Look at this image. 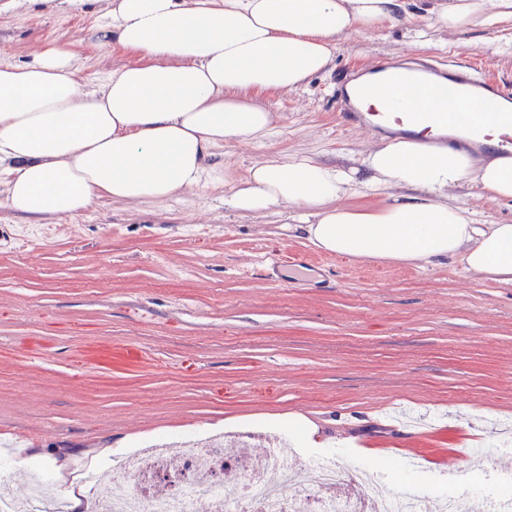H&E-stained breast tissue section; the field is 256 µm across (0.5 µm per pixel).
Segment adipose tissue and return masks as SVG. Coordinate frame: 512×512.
<instances>
[{"label":"adipose tissue","instance_id":"obj_1","mask_svg":"<svg viewBox=\"0 0 512 512\" xmlns=\"http://www.w3.org/2000/svg\"><path fill=\"white\" fill-rule=\"evenodd\" d=\"M106 40L143 56L94 91L75 79L69 43L46 46L31 62L0 63V204L36 219L70 215L95 199L166 201L200 187L224 139L269 136L276 116L253 91H291L323 71L338 36L394 18L405 0H105ZM437 24L492 26L512 0H435ZM370 112H420L402 135L370 151L368 175L309 158L254 164L224 198L240 213L299 209L311 241L343 256L394 262L464 255L479 276L512 280V224H475L443 202L465 181L512 198V158H477L434 144L440 129L422 98L373 94ZM403 186L414 203L360 210L339 206L351 190Z\"/></svg>","mask_w":512,"mask_h":512}]
</instances>
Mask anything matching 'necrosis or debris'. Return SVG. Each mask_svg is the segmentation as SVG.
Wrapping results in <instances>:
<instances>
[{
	"instance_id": "obj_1",
	"label": "necrosis or debris",
	"mask_w": 512,
	"mask_h": 512,
	"mask_svg": "<svg viewBox=\"0 0 512 512\" xmlns=\"http://www.w3.org/2000/svg\"><path fill=\"white\" fill-rule=\"evenodd\" d=\"M228 461L219 446H186L170 455L128 454L112 471L108 499L92 496L84 512H196L200 497L214 499L220 512H352V502L327 496L345 470L335 455L304 463L282 448H270L233 488L224 485ZM280 475L275 485L263 474Z\"/></svg>"
}]
</instances>
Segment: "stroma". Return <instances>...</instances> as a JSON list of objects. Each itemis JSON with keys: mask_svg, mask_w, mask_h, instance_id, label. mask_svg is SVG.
Here are the masks:
<instances>
[{"mask_svg": "<svg viewBox=\"0 0 512 512\" xmlns=\"http://www.w3.org/2000/svg\"><path fill=\"white\" fill-rule=\"evenodd\" d=\"M26 0L0 13V62L67 40L96 88L138 60L102 40L104 0ZM416 54L512 82V19L440 29L423 0L336 41L329 66L253 100L280 117L260 141L226 139L201 187L163 203L106 197L40 220L0 205V460L11 490L32 469L57 493L94 468L98 488L125 452L184 437L261 455L288 423L314 424L347 470L382 475L396 497L454 491L472 512L512 485V282L462 257L393 263L316 247L292 212L243 215L224 197L255 163L307 156L361 166L380 136L340 126L336 80ZM449 202L512 224V199L474 183ZM293 266L271 268L277 257Z\"/></svg>", "mask_w": 512, "mask_h": 512, "instance_id": "1", "label": "stroma"}]
</instances>
